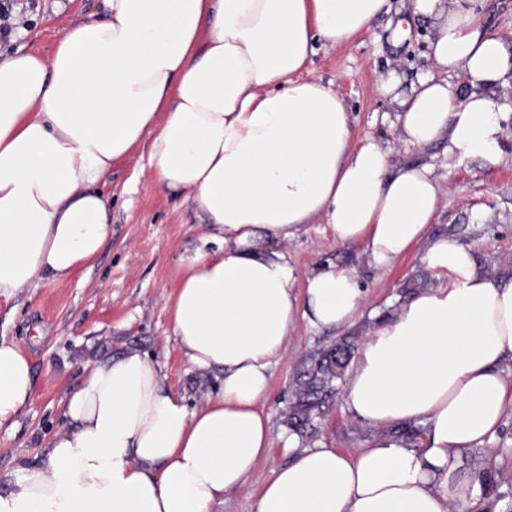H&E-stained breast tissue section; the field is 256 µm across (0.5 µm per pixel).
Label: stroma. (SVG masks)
Listing matches in <instances>:
<instances>
[{"label": "stroma", "instance_id": "1", "mask_svg": "<svg viewBox=\"0 0 512 512\" xmlns=\"http://www.w3.org/2000/svg\"><path fill=\"white\" fill-rule=\"evenodd\" d=\"M12 6L13 39L0 41V61L17 49L50 57L65 29L84 19H100L105 0H5ZM371 32L351 44L319 48L308 68L311 77L332 83L355 116L353 138L361 143L393 140L385 121L393 105L374 78L396 69L407 80L426 71L428 30L414 18L407 0H388ZM497 100L508 112L503 156L495 162L457 161L443 145L396 146L391 162L430 164L444 204L429 232L468 246L486 271L512 277V84L499 88ZM100 187L108 197L112 240L87 267L62 282H41L0 300V338L14 341L28 357L33 397L14 425L0 428V491L19 464L45 454L64 422V400L83 381L85 367L107 353L131 346L163 367L167 387L197 409L216 394L221 382L198 372L184 356L172 330L169 297L179 279V258L201 244L202 229L186 193H172L150 174L149 150L140 147L113 164ZM298 281L319 268L336 265L355 270L364 302L356 322L345 330L299 325L288 338V352L272 370L263 409L270 419L271 448L258 463L245 491L225 495L219 512H255L265 482L291 462L290 432L282 411L294 374L310 353L341 334L365 336L375 315L394 310L412 280L438 285L437 274L422 261V248L380 270L362 246L338 245L327 225L311 224L285 248ZM371 434L349 411L344 398L318 426L307 447H328L344 454L363 448ZM483 471L477 492L458 503L456 512H512V412L497 432L471 455Z\"/></svg>", "mask_w": 512, "mask_h": 512}]
</instances>
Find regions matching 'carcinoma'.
Instances as JSON below:
<instances>
[{"label":"carcinoma","instance_id":"carcinoma-1","mask_svg":"<svg viewBox=\"0 0 512 512\" xmlns=\"http://www.w3.org/2000/svg\"><path fill=\"white\" fill-rule=\"evenodd\" d=\"M356 349L353 337L342 336L303 362L283 413L288 429L301 437H308L317 430V420L333 406Z\"/></svg>","mask_w":512,"mask_h":512}]
</instances>
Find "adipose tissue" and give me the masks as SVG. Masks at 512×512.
Returning <instances> with one entry per match:
<instances>
[{"label":"adipose tissue","instance_id":"1","mask_svg":"<svg viewBox=\"0 0 512 512\" xmlns=\"http://www.w3.org/2000/svg\"><path fill=\"white\" fill-rule=\"evenodd\" d=\"M105 2L106 18L71 24L51 57L0 62V298L100 254L112 224L97 185L148 146L152 176L187 192L216 245L181 257L170 314L188 361L222 388L192 411L138 348L99 357L65 400L67 427L0 492V512H214L245 489L271 446L262 403L289 334L301 321L347 327L362 307L353 270L319 269L300 289L283 253L257 255L309 224L380 269L424 244L445 280L375 320L349 365L344 400L374 429L365 448L295 449L255 512H454L481 483L471 451L512 410L501 371L512 279L429 238L442 204L433 168L391 154L443 142L452 158L499 160L512 41L487 29L477 0H409L431 67L410 82L377 77L395 141L357 145L343 98L300 73L318 45L368 32L387 0ZM32 390L27 356L0 339V427ZM406 424L424 425L418 447L388 435Z\"/></svg>","mask_w":512,"mask_h":512}]
</instances>
